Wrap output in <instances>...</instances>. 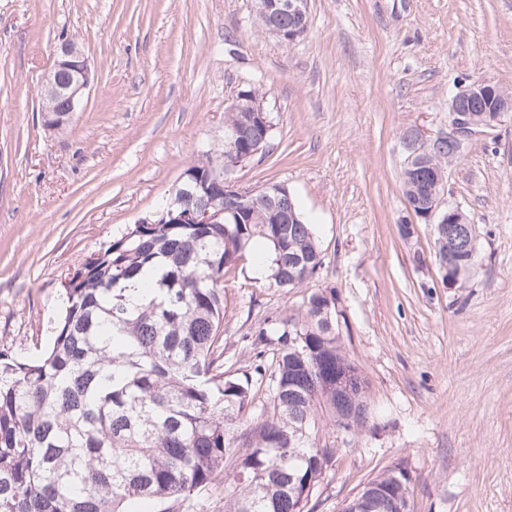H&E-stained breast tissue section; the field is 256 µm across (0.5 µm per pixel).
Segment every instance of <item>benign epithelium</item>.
Here are the masks:
<instances>
[{"label":"benign epithelium","mask_w":512,"mask_h":512,"mask_svg":"<svg viewBox=\"0 0 512 512\" xmlns=\"http://www.w3.org/2000/svg\"><path fill=\"white\" fill-rule=\"evenodd\" d=\"M258 22L276 39L285 44L295 43L308 30V0H260L256 6ZM288 16L295 26L285 27L280 19ZM67 79H61V75ZM91 83V68L88 58L78 44L68 41L58 48L53 69L46 75L43 99L48 105L41 107L42 125L49 131L62 129L69 124L76 112L80 111L86 91ZM230 110L246 112L248 116H264L263 103L250 100L243 91L238 90L230 104ZM512 119V93L482 81H475L458 92L450 103V123L452 133L435 141L422 144L410 156L407 169L420 183L432 182L429 196L423 202V211L427 219L437 218L439 224H457L459 228L448 230V236L441 237L446 258L439 263L444 273L448 289L464 287L462 272L456 270L459 256L477 254L474 228L466 224L462 211L450 208L439 212L444 194V175L439 169V153L435 147L448 144V158L459 153L465 139L475 134H485ZM264 139H255L247 148H242L244 140L232 135L225 139V151L233 157L230 165L224 169L210 171L207 183L209 187L203 197L193 206L173 208L155 213L159 224H214L224 212L246 216L260 206L267 205L273 216H286L290 222L297 223L288 188L283 184H269L260 189V195L237 187L233 174L262 151Z\"/></svg>","instance_id":"obj_1"}]
</instances>
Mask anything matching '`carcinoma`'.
Here are the masks:
<instances>
[{
  "label": "carcinoma",
  "mask_w": 512,
  "mask_h": 512,
  "mask_svg": "<svg viewBox=\"0 0 512 512\" xmlns=\"http://www.w3.org/2000/svg\"><path fill=\"white\" fill-rule=\"evenodd\" d=\"M224 150L193 168L208 172ZM294 212L296 224L264 208L244 224H134L67 275L52 346L25 360L0 346V512H127L141 498L160 512L213 498L224 512H310L305 480L336 453L321 418L373 419L368 383L321 315L336 313V295L267 316L254 372L224 371V278L251 243H267L266 281L279 288L322 269L315 228ZM338 378L350 387L341 406Z\"/></svg>",
  "instance_id": "obj_1"
}]
</instances>
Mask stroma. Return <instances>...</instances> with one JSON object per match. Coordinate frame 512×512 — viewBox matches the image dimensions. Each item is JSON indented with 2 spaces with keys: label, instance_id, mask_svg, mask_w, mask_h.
Masks as SVG:
<instances>
[{
  "label": "stroma",
  "instance_id": "35a3bbf8",
  "mask_svg": "<svg viewBox=\"0 0 512 512\" xmlns=\"http://www.w3.org/2000/svg\"><path fill=\"white\" fill-rule=\"evenodd\" d=\"M254 5L0 0V344L20 359L49 345L68 273L157 210L223 140L237 89L255 85L271 150L237 183L286 185L324 265L289 290L255 282L245 255L225 282V371L253 369L268 315L334 292L375 418L356 433L327 428L336 455L313 512H339L398 464L412 512H512V121L445 167L442 205L475 228L465 287L445 288L432 229L401 184L408 141L448 135L461 88L512 92V0H308V32L290 45ZM67 40L93 79L82 112L51 133L42 82Z\"/></svg>",
  "mask_w": 512,
  "mask_h": 512
}]
</instances>
